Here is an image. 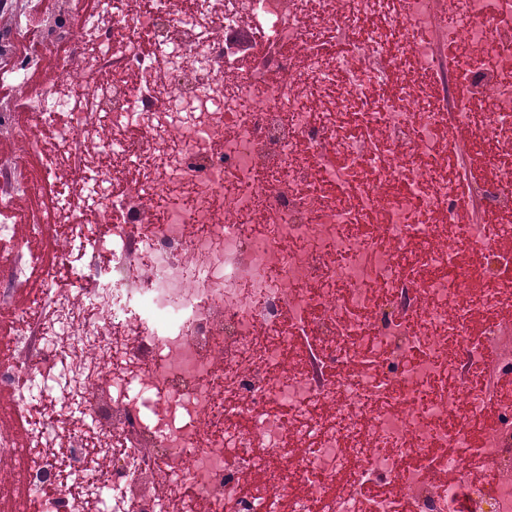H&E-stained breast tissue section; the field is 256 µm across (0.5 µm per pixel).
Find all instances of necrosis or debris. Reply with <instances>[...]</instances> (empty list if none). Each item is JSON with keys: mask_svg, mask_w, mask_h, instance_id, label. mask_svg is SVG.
Masks as SVG:
<instances>
[{"mask_svg": "<svg viewBox=\"0 0 512 512\" xmlns=\"http://www.w3.org/2000/svg\"><path fill=\"white\" fill-rule=\"evenodd\" d=\"M63 41L27 127L0 107L21 148L0 166V241L20 161L41 157L44 181L72 159L86 174L60 216L79 250L49 263L19 246L8 265L17 286L31 269L85 282L19 309L23 344L0 363L28 489L64 512H99L96 488L109 512H461L463 492L468 512H512V482L464 481L512 472V399L473 384L512 369L510 353L485 362L512 334V224L482 219L512 210V182L445 171L454 127L512 161V0H99L39 45ZM403 67L412 80L391 82ZM95 126L109 135L90 154ZM471 247L491 292L456 262ZM479 307L501 314L475 334ZM50 344L60 392L37 363ZM491 405L473 441L469 416ZM73 406L94 424L68 427V482L45 435ZM151 477L192 494L131 499ZM378 482L394 495H363Z\"/></svg>", "mask_w": 512, "mask_h": 512, "instance_id": "necrosis-or-debris-1", "label": "necrosis or debris"}]
</instances>
